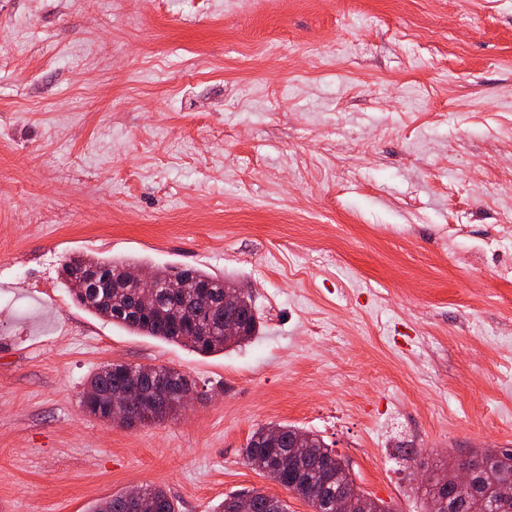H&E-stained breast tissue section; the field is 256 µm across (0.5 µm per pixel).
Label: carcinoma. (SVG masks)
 Returning <instances> with one entry per match:
<instances>
[{
  "label": "carcinoma",
  "instance_id": "obj_1",
  "mask_svg": "<svg viewBox=\"0 0 512 512\" xmlns=\"http://www.w3.org/2000/svg\"><path fill=\"white\" fill-rule=\"evenodd\" d=\"M123 262L106 258L71 257L61 264L59 277L76 301L92 314L104 318L129 331L180 343L195 352L211 354L250 341L260 330V322L251 298L244 294L234 309L243 332L231 340L224 338V294L229 282L199 269L157 268L158 277L167 282L186 278L208 286L213 306L199 302L196 294L179 288H160L155 292H141L124 288L119 283ZM97 278L100 288L86 287L89 277ZM131 365L111 362L103 365L84 384L81 396L83 410L101 417L112 402L113 394L125 384L126 371ZM163 374L171 401L176 402L185 393L193 392V382L186 375L164 366ZM279 447L269 446L268 432L272 426L255 430L247 441L243 454L251 465L271 481L282 485L296 497L304 500L312 512H328L327 505L336 495V480L350 477L339 455L312 431L280 424ZM480 454L489 463L475 477L472 490L465 496L451 487L437 488L434 483L425 486L427 512L435 510L437 496L447 498L452 512H478L477 501L486 497L498 505L499 512H512V449L495 451L484 449ZM147 507L143 512H176L171 495L160 486L145 488ZM89 512H129L125 495L120 494L94 504Z\"/></svg>",
  "mask_w": 512,
  "mask_h": 512
}]
</instances>
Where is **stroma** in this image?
Masks as SVG:
<instances>
[{"label":"stroma","mask_w":512,"mask_h":512,"mask_svg":"<svg viewBox=\"0 0 512 512\" xmlns=\"http://www.w3.org/2000/svg\"><path fill=\"white\" fill-rule=\"evenodd\" d=\"M512 0H0V512L248 490L252 432L322 436L387 512L512 449ZM248 292L221 353L80 307L65 258ZM196 385L160 423L83 411L104 364Z\"/></svg>","instance_id":"1"}]
</instances>
